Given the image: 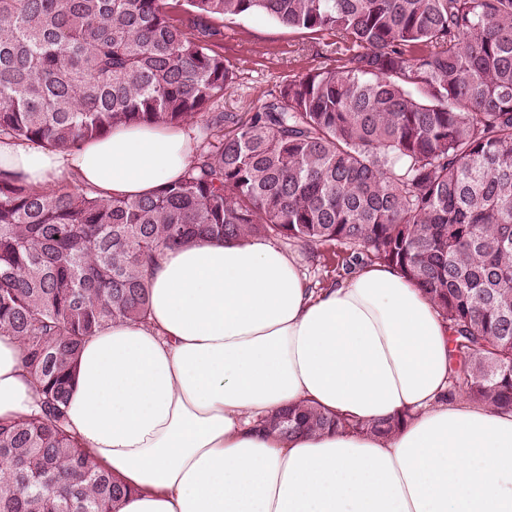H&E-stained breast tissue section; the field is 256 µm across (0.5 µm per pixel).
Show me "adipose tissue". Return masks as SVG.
Listing matches in <instances>:
<instances>
[{"mask_svg":"<svg viewBox=\"0 0 512 512\" xmlns=\"http://www.w3.org/2000/svg\"><path fill=\"white\" fill-rule=\"evenodd\" d=\"M189 127L119 125L57 149L0 141V171L139 198L183 175ZM147 323L81 348L66 405L79 446L129 490L118 512H512V413L454 393L448 326L380 265L309 287L264 238L196 239L145 278ZM18 341L0 335V421L37 408ZM307 402L389 437L276 436L259 421Z\"/></svg>","mask_w":512,"mask_h":512,"instance_id":"adipose-tissue-1","label":"adipose tissue"}]
</instances>
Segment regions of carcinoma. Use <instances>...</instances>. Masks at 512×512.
Returning a JSON list of instances; mask_svg holds the SVG:
<instances>
[{
    "label": "carcinoma",
    "instance_id": "obj_1",
    "mask_svg": "<svg viewBox=\"0 0 512 512\" xmlns=\"http://www.w3.org/2000/svg\"><path fill=\"white\" fill-rule=\"evenodd\" d=\"M0 0V139L69 147L117 125H192L204 146L140 198L38 191L0 174V335L22 345L39 410L0 424V512H118L126 489L70 435L83 342L149 314L165 248L277 238L341 267H391L448 321L452 388L512 412V0ZM263 14L334 36L335 65L250 112L213 19ZM219 133L218 141L210 138ZM311 407L281 434L360 429Z\"/></svg>",
    "mask_w": 512,
    "mask_h": 512
}]
</instances>
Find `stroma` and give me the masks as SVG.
Listing matches in <instances>:
<instances>
[{
  "instance_id": "obj_1",
  "label": "stroma",
  "mask_w": 512,
  "mask_h": 512,
  "mask_svg": "<svg viewBox=\"0 0 512 512\" xmlns=\"http://www.w3.org/2000/svg\"><path fill=\"white\" fill-rule=\"evenodd\" d=\"M218 43L225 59L238 71L235 86L224 94L225 109L253 111L270 91L312 65H332L329 56H317V40L290 32L262 15L216 23Z\"/></svg>"
}]
</instances>
